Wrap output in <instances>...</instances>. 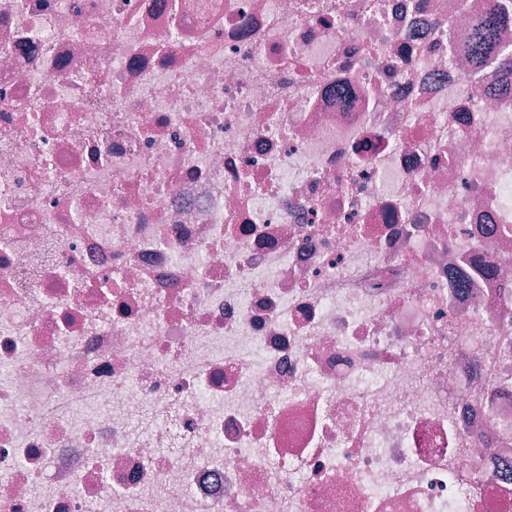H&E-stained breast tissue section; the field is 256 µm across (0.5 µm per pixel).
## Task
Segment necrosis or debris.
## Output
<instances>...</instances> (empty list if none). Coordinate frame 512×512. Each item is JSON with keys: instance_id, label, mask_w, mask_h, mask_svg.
Wrapping results in <instances>:
<instances>
[{"instance_id": "4bbe7bcc", "label": "necrosis or debris", "mask_w": 512, "mask_h": 512, "mask_svg": "<svg viewBox=\"0 0 512 512\" xmlns=\"http://www.w3.org/2000/svg\"><path fill=\"white\" fill-rule=\"evenodd\" d=\"M484 4L0 0V512H512ZM490 1L478 11L470 22L463 46L473 68H478L491 56L506 54L501 41V31L506 18L507 6Z\"/></svg>"}]
</instances>
